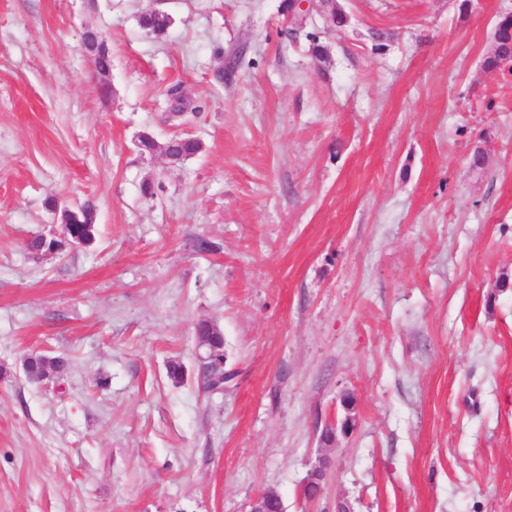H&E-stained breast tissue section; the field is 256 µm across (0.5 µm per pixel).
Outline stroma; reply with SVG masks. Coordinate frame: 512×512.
<instances>
[{
    "mask_svg": "<svg viewBox=\"0 0 512 512\" xmlns=\"http://www.w3.org/2000/svg\"><path fill=\"white\" fill-rule=\"evenodd\" d=\"M287 2L0 0V512H512V0H334L293 37ZM56 200L95 241L34 255ZM494 49L484 60V69L489 73L503 72L512 66V16L500 15L493 29ZM511 62V66H509ZM512 73V67L510 70ZM143 151L148 153L169 154L174 163H180L191 156L196 155L202 150L201 143L190 137L175 138L174 141L167 139L158 143L153 138L145 136L140 139Z\"/></svg>",
    "mask_w": 512,
    "mask_h": 512,
    "instance_id": "1",
    "label": "stroma"
}]
</instances>
